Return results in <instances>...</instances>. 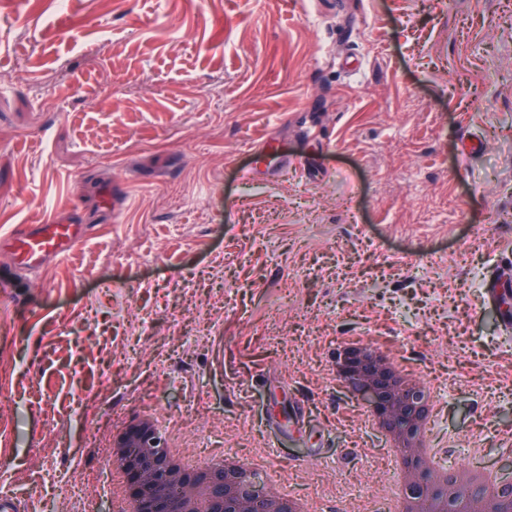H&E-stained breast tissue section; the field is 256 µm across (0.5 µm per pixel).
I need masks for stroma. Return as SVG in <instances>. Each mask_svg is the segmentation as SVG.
Instances as JSON below:
<instances>
[{
	"label": "stroma",
	"instance_id": "1",
	"mask_svg": "<svg viewBox=\"0 0 512 512\" xmlns=\"http://www.w3.org/2000/svg\"><path fill=\"white\" fill-rule=\"evenodd\" d=\"M333 2L0 8V239L88 227L0 288L23 512L98 474L84 429L151 407L174 439L239 437L316 512H362L393 486L328 371L356 336L432 380L448 463L512 472V335L482 298L512 264V0ZM267 139L319 178L243 179Z\"/></svg>",
	"mask_w": 512,
	"mask_h": 512
}]
</instances>
